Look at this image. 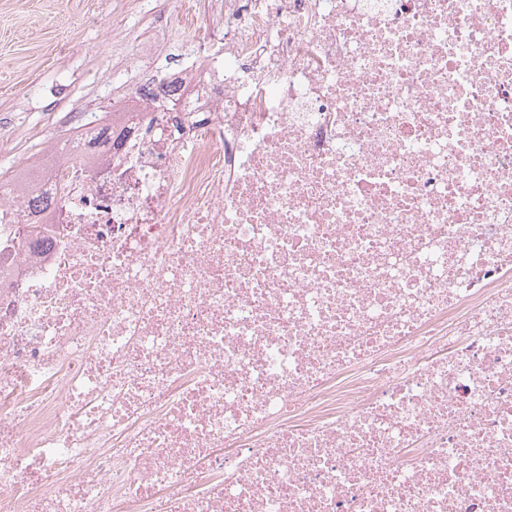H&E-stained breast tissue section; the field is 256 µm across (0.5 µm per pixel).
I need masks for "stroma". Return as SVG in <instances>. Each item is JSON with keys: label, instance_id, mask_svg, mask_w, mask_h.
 <instances>
[{"label": "stroma", "instance_id": "35a3bbf8", "mask_svg": "<svg viewBox=\"0 0 512 512\" xmlns=\"http://www.w3.org/2000/svg\"><path fill=\"white\" fill-rule=\"evenodd\" d=\"M204 0H0V173L15 174L134 92L142 63L175 69Z\"/></svg>", "mask_w": 512, "mask_h": 512}]
</instances>
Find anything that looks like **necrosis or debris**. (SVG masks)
<instances>
[{"label":"necrosis or debris","mask_w":512,"mask_h":512,"mask_svg":"<svg viewBox=\"0 0 512 512\" xmlns=\"http://www.w3.org/2000/svg\"><path fill=\"white\" fill-rule=\"evenodd\" d=\"M198 24L0 205V512H512V0Z\"/></svg>","instance_id":"necrosis-or-debris-1"}]
</instances>
